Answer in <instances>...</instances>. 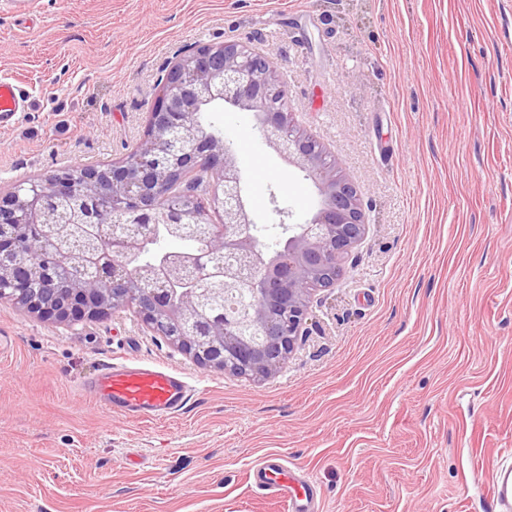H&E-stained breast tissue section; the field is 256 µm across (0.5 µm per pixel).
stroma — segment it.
<instances>
[{
    "instance_id": "35a3bbf8",
    "label": "stroma",
    "mask_w": 512,
    "mask_h": 512,
    "mask_svg": "<svg viewBox=\"0 0 512 512\" xmlns=\"http://www.w3.org/2000/svg\"><path fill=\"white\" fill-rule=\"evenodd\" d=\"M0 0V77L32 106L0 127V191L124 157L172 62L238 41L273 54L301 128L356 188L365 235L311 299L277 375L204 368L132 312L59 323L0 302V512H288L250 485L279 455L322 512H491L512 463V0ZM261 244L318 206L231 107ZM167 366L189 407L131 421L83 379Z\"/></svg>"
}]
</instances>
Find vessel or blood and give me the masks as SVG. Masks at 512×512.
<instances>
[{"instance_id":"obj_1","label":"vessel or blood","mask_w":512,"mask_h":512,"mask_svg":"<svg viewBox=\"0 0 512 512\" xmlns=\"http://www.w3.org/2000/svg\"><path fill=\"white\" fill-rule=\"evenodd\" d=\"M29 106L26 88L17 80L0 78V122L10 123ZM88 399L105 412L136 420H160L180 411L189 398L185 378L172 369L146 363L108 364L84 383ZM252 483L264 494L287 502L289 512H320V494L297 465L281 457L260 462ZM497 512H512V464L501 466L492 480Z\"/></svg>"}]
</instances>
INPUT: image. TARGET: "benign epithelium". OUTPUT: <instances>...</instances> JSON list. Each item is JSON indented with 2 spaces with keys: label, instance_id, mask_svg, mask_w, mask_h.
Returning a JSON list of instances; mask_svg holds the SVG:
<instances>
[{
  "label": "benign epithelium",
  "instance_id": "obj_1",
  "mask_svg": "<svg viewBox=\"0 0 512 512\" xmlns=\"http://www.w3.org/2000/svg\"><path fill=\"white\" fill-rule=\"evenodd\" d=\"M216 104L254 112L266 145L318 190L303 224L274 208L286 239L273 252L256 235L231 141L200 121ZM324 157L288 111L271 55L235 41L200 46L172 64L125 157L0 192V302L68 323L128 309L205 368L271 378L302 342L313 294L334 285L366 230L355 187ZM201 169L213 174L203 211L170 190ZM212 212L221 223H209ZM155 236L203 246L140 261ZM22 239L52 250L24 265Z\"/></svg>",
  "mask_w": 512,
  "mask_h": 512
}]
</instances>
